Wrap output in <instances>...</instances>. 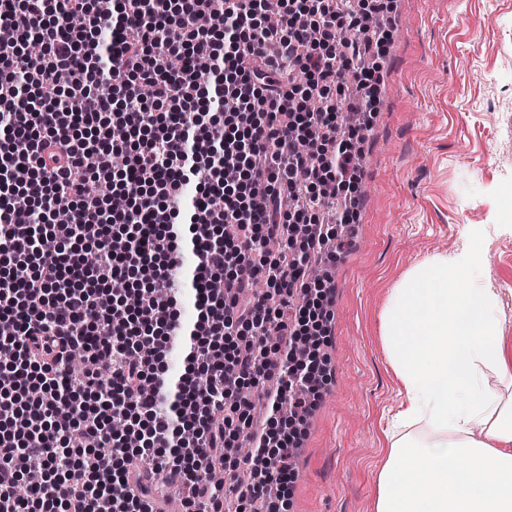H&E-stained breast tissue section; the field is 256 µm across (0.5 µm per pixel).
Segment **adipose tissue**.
Masks as SVG:
<instances>
[{
	"label": "adipose tissue",
	"instance_id": "obj_1",
	"mask_svg": "<svg viewBox=\"0 0 512 512\" xmlns=\"http://www.w3.org/2000/svg\"><path fill=\"white\" fill-rule=\"evenodd\" d=\"M410 267L380 334L406 400L383 431L376 512H512V355L488 269L492 232Z\"/></svg>",
	"mask_w": 512,
	"mask_h": 512
}]
</instances>
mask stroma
I'll list each match as a JSON object with an SVG mask.
<instances>
[{
	"mask_svg": "<svg viewBox=\"0 0 512 512\" xmlns=\"http://www.w3.org/2000/svg\"><path fill=\"white\" fill-rule=\"evenodd\" d=\"M387 19L357 244L333 274L332 376L295 450L287 512H375L383 416L404 399L380 311L406 269L466 226L512 222V0H391ZM490 271L512 350V235L493 238Z\"/></svg>",
	"mask_w": 512,
	"mask_h": 512,
	"instance_id": "stroma-1",
	"label": "stroma"
}]
</instances>
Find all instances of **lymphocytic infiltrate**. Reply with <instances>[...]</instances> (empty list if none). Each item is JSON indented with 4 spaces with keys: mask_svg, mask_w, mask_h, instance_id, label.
Returning a JSON list of instances; mask_svg holds the SVG:
<instances>
[{
    "mask_svg": "<svg viewBox=\"0 0 512 512\" xmlns=\"http://www.w3.org/2000/svg\"><path fill=\"white\" fill-rule=\"evenodd\" d=\"M278 6L271 27L266 0H0L13 33L0 43V512H165L147 490L158 472L185 489L184 512H225L205 475L246 440L235 512L287 501L297 441L283 422L315 407L334 317L327 277L308 268L336 263V226L355 218L372 60L388 44L366 22L388 3ZM31 38L44 49L29 59ZM348 112L363 121L347 126ZM329 199L333 225L318 215ZM185 209L191 324L171 278ZM296 224L299 250L271 259L266 242L292 241ZM76 229L93 265L64 257ZM118 278L136 306L113 293ZM174 335L193 370L172 381ZM77 348L93 368L70 371ZM249 385L266 397L260 426Z\"/></svg>",
    "mask_w": 512,
    "mask_h": 512,
    "instance_id": "obj_1",
    "label": "lymphocytic infiltrate"
}]
</instances>
